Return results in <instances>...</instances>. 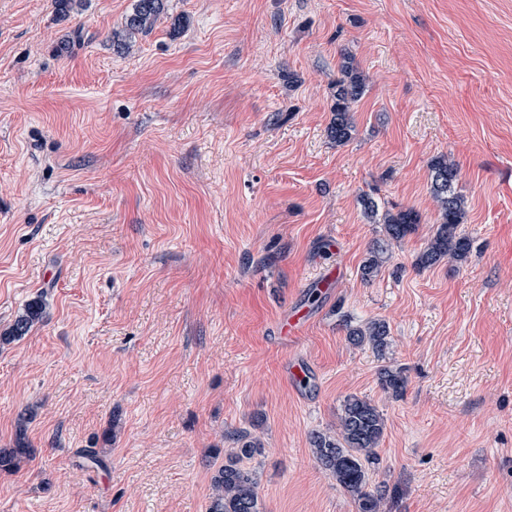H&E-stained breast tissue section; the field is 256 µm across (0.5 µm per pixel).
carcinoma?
I'll return each mask as SVG.
<instances>
[{
  "label": "carcinoma",
  "mask_w": 512,
  "mask_h": 512,
  "mask_svg": "<svg viewBox=\"0 0 512 512\" xmlns=\"http://www.w3.org/2000/svg\"><path fill=\"white\" fill-rule=\"evenodd\" d=\"M164 11V0H135L132 11L125 16L122 31L112 37V46L118 53H127L138 34L150 30ZM341 77L333 84L332 118L328 136L338 145L348 143L355 130L351 107L359 101L366 88V77L349 57H343ZM431 192L437 203L438 218L432 235L417 257L416 264L430 268L448 257L464 261L470 253V240L460 231L464 224L463 198L455 192L458 177L457 164L445 157L437 158L431 167ZM368 218L382 225L383 237L375 240L369 257L361 266L362 279L369 280L389 259L388 247L414 233L421 222L419 213L411 208L395 213L387 210L378 214L376 204L369 198L363 200ZM43 314V301L35 299L27 304L25 312L7 329L0 332V346L21 340L39 322ZM353 344H367L379 355L389 344V328L383 321H370L362 328L349 331ZM378 380L383 390L401 395L407 385L399 368L384 366L379 369ZM385 430V419L377 406L365 397L349 395L343 400L336 433L316 432L310 437L313 455L318 465L352 498L357 512H382L387 500L398 496L387 485L370 487L367 464L376 460ZM259 445L245 442L227 456L224 465L212 477V494L207 512H263L258 494L256 471L244 465L257 452ZM28 453L24 432H19L15 447L0 449V468L11 467Z\"/></svg>",
  "instance_id": "obj_1"
}]
</instances>
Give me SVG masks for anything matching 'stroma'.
I'll return each mask as SVG.
<instances>
[{"mask_svg":"<svg viewBox=\"0 0 512 512\" xmlns=\"http://www.w3.org/2000/svg\"><path fill=\"white\" fill-rule=\"evenodd\" d=\"M132 6L0 0V330L46 303L0 348V448L21 416L32 448L0 512H207L242 432L263 512H356L310 445L350 394L385 418L386 512H512V0H165L119 54ZM440 156L471 251L420 269ZM366 197L421 216L368 281ZM376 319L382 355L347 339ZM340 73L341 77L333 84L332 118L327 130L336 145L352 139L355 126L350 115L351 107L361 99L366 88V77L351 57H343ZM43 314V301L35 299L27 304L25 312L14 323L0 332V346L21 340L39 322ZM378 380L383 390L391 392L395 396H400L407 385L403 371L390 366H383L379 369Z\"/></svg>","mask_w":512,"mask_h":512,"instance_id":"stroma-1","label":"stroma"}]
</instances>
